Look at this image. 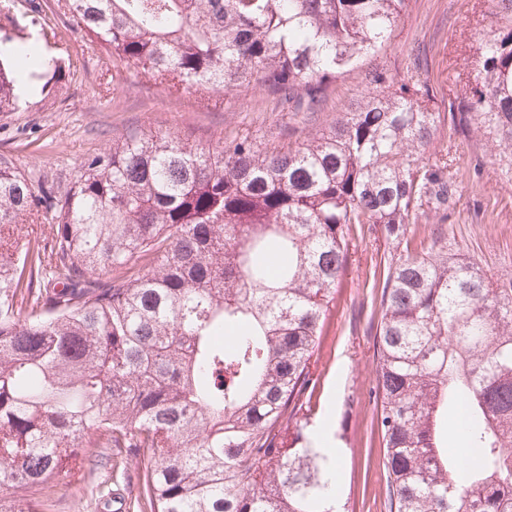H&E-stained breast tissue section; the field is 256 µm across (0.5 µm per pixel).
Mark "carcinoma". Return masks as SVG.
<instances>
[{
	"label": "carcinoma",
	"mask_w": 512,
	"mask_h": 512,
	"mask_svg": "<svg viewBox=\"0 0 512 512\" xmlns=\"http://www.w3.org/2000/svg\"><path fill=\"white\" fill-rule=\"evenodd\" d=\"M70 5L116 62L189 92L259 87L309 112L347 75L367 92L281 147L132 131L58 196L0 167V512L104 499L78 486L103 464L137 479L134 512H339L312 391L350 237L375 227L403 245L374 342L389 512H512V280L411 234L454 216L443 135H480L512 174V0H492L446 114L427 82L372 66L409 0ZM62 71L1 6L0 112ZM45 202L54 235L19 251ZM450 410L465 459L444 446Z\"/></svg>",
	"instance_id": "cac0c4a2"
}]
</instances>
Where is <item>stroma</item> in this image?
Segmentation results:
<instances>
[{
  "label": "stroma",
  "mask_w": 512,
  "mask_h": 512,
  "mask_svg": "<svg viewBox=\"0 0 512 512\" xmlns=\"http://www.w3.org/2000/svg\"><path fill=\"white\" fill-rule=\"evenodd\" d=\"M490 0H410L382 63L403 78L419 74L447 111L463 90L459 72L475 58L479 22ZM12 12L35 21L52 55L63 61L55 91L25 93L13 112H0V166L32 178L35 188L59 193L69 188L87 158L111 151L115 140L133 129L163 130L208 145L227 135H257L288 142V109L261 89L215 92L207 97L171 89L167 82L137 76L113 62L106 46L77 26L69 0H12ZM365 86L350 75L331 86L320 118L348 111ZM435 147L450 154L463 174L448 249L475 263L491 287L512 279V179L489 156L478 135L441 138ZM380 257L372 237H354L342 276L339 299L325 327L319 376L313 392L320 414L343 450V500L348 512H389L385 495L384 452L373 428L375 408L374 334L379 316ZM93 481L109 482L107 501L78 505L53 500L44 512H128L127 491L113 484L109 468Z\"/></svg>",
  "instance_id": "obj_1"
}]
</instances>
